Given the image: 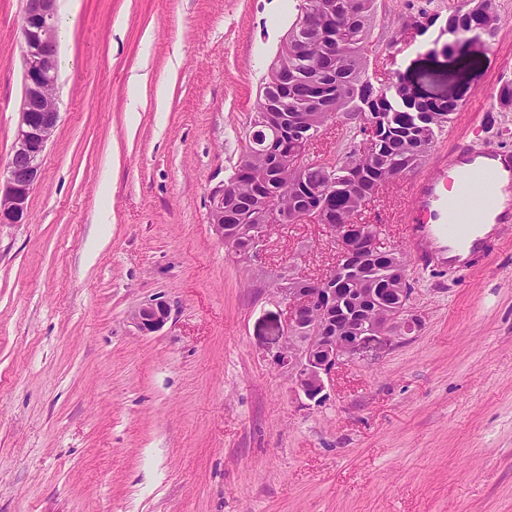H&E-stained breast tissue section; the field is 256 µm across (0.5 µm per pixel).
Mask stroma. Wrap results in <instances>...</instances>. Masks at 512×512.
<instances>
[{"label": "stroma", "instance_id": "stroma-1", "mask_svg": "<svg viewBox=\"0 0 512 512\" xmlns=\"http://www.w3.org/2000/svg\"><path fill=\"white\" fill-rule=\"evenodd\" d=\"M495 2V39L464 58L412 52L423 0L374 2L370 70L460 108L368 206L421 324L315 403L266 348L286 316L272 277L325 275L327 226L273 225L256 267L208 218L288 34L271 0H79L28 219L0 224V512H512V226L465 270L406 230L410 181L460 147L512 153V0ZM23 10L0 0V168ZM155 298L169 319L141 334L129 315Z\"/></svg>", "mask_w": 512, "mask_h": 512}]
</instances>
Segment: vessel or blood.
<instances>
[{"label":"vessel or blood","instance_id":"obj_1","mask_svg":"<svg viewBox=\"0 0 512 512\" xmlns=\"http://www.w3.org/2000/svg\"><path fill=\"white\" fill-rule=\"evenodd\" d=\"M475 182L482 187L478 197L471 192ZM501 192L512 193V156L492 149L459 152L449 168L411 183L408 228L412 243L465 246L467 255L451 256L450 261L459 268H469L471 255L486 249L485 238L475 234L486 211H494L495 224L512 223V207L498 206Z\"/></svg>","mask_w":512,"mask_h":512}]
</instances>
